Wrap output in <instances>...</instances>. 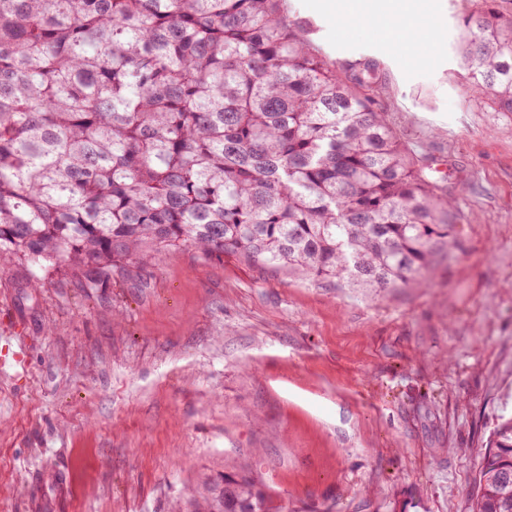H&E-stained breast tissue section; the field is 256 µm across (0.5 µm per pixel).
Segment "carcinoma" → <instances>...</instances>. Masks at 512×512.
Wrapping results in <instances>:
<instances>
[{
	"mask_svg": "<svg viewBox=\"0 0 512 512\" xmlns=\"http://www.w3.org/2000/svg\"><path fill=\"white\" fill-rule=\"evenodd\" d=\"M462 19L463 67L512 112V14ZM286 0H0V272L64 264L92 288L180 248L357 288L420 279L452 244L444 188ZM512 417L473 512H512ZM224 512H283L255 480Z\"/></svg>",
	"mask_w": 512,
	"mask_h": 512,
	"instance_id": "cac0c4a2",
	"label": "carcinoma"
}]
</instances>
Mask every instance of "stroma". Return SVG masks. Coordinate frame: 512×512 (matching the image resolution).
Masks as SVG:
<instances>
[{
    "instance_id": "1",
    "label": "stroma",
    "mask_w": 512,
    "mask_h": 512,
    "mask_svg": "<svg viewBox=\"0 0 512 512\" xmlns=\"http://www.w3.org/2000/svg\"><path fill=\"white\" fill-rule=\"evenodd\" d=\"M337 64L376 61L379 108L438 167L455 242L419 283L348 288L192 248L105 288L0 273V512H184L243 474L288 512H471L512 416V112L465 77L436 0L422 56L386 38L410 0H288Z\"/></svg>"
}]
</instances>
